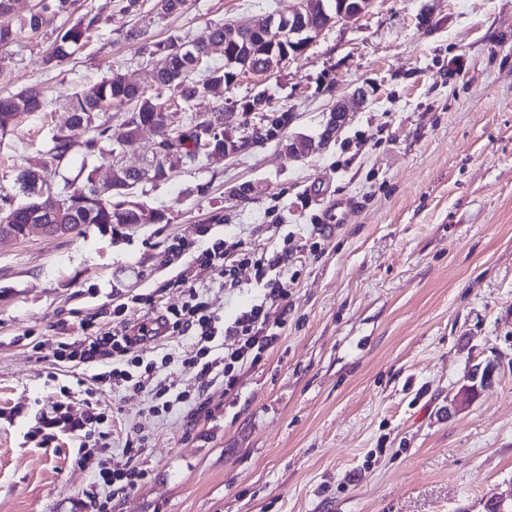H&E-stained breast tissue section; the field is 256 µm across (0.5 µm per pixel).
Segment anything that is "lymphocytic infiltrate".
Returning a JSON list of instances; mask_svg holds the SVG:
<instances>
[{
    "label": "lymphocytic infiltrate",
    "instance_id": "1",
    "mask_svg": "<svg viewBox=\"0 0 512 512\" xmlns=\"http://www.w3.org/2000/svg\"><path fill=\"white\" fill-rule=\"evenodd\" d=\"M287 259L284 252L269 258L255 257L234 240L215 242L197 254L195 264L198 269L217 276L220 286L233 288L238 284V268L253 266L255 280L264 288L261 303L242 311L232 324L227 325L210 310L198 289L191 287L181 308L169 310L157 320L138 324L130 323L126 318L118 319L108 332L88 337L77 346L60 349L58 358L63 362L108 363V370L96 375L99 382L113 390L130 387L148 391L152 401L161 404L167 413L174 407L187 406L186 423L195 425L198 417L208 411V400L198 391L174 390L160 376L161 369L170 365V357H163L158 362L144 360L138 353L139 346L162 332L191 337V349L183 360L184 365L196 369L202 380L214 373L223 375L226 388L235 389L244 371L255 367L278 341L268 319L274 304L287 299L288 290L273 272L284 266ZM105 425L103 413L97 412L95 407H88L82 417L76 418L63 404L57 403L50 415L41 421L40 445L50 447L60 434L79 437L81 448L92 445L103 452L108 448L109 437ZM142 451L141 440L135 436L125 443V461L102 463L98 480L111 488L113 497L126 494L144 479V470L134 464Z\"/></svg>",
    "mask_w": 512,
    "mask_h": 512
}]
</instances>
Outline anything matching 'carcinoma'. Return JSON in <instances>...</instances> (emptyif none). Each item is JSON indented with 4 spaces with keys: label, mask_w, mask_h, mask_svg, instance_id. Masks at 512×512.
<instances>
[{
    "label": "carcinoma",
    "mask_w": 512,
    "mask_h": 512,
    "mask_svg": "<svg viewBox=\"0 0 512 512\" xmlns=\"http://www.w3.org/2000/svg\"><path fill=\"white\" fill-rule=\"evenodd\" d=\"M73 0H38V8L21 23V27L38 30L49 24L60 14L71 11ZM12 0H0V44L13 40L17 30L10 21ZM98 23V17L82 18L65 30L56 40L49 60L61 63L82 44L86 33ZM209 42L221 47L225 65L212 67L204 77H199L200 53L206 45L193 41L172 40L164 46L165 65L153 76L158 94L150 95L137 86L128 83L121 75L114 74L100 82L84 86L69 103L70 120L85 125L89 136L76 143L62 130L52 136V145L45 152L40 163V172L46 173L58 168L75 150L86 156L104 153V145H115L119 137L131 140L144 136L149 131L167 135L166 150L162 152L155 168L154 180H162L166 175L180 168L193 166L200 157L192 152L191 146L207 141L212 148L224 150V125L238 121L237 109L219 108L206 113H196L178 131L168 135L166 102L161 93L191 108L195 102L210 92L217 93L230 85L234 77L243 71L267 72L280 67L285 52H296L294 45L288 44V33L280 34V39L272 40L264 33L248 35L230 26L216 27L210 34ZM132 106L123 122V132L115 136L109 112L112 108ZM49 102L43 93L31 88L23 93L9 96L0 95V132L6 133L10 121L21 114L44 112ZM142 176L116 168L112 176V190L99 191L93 184L92 176H87L86 184L76 188L70 183L55 192L56 202L46 200L28 206H15L8 198L0 199L8 209L15 210V223L27 224L32 210L41 212L37 221L41 224H72L78 228L84 224H159L165 214L159 209L149 211L127 205L126 192L135 186Z\"/></svg>",
    "instance_id": "1"
}]
</instances>
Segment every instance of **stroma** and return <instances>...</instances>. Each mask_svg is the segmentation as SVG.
Returning a JSON list of instances; mask_svg holds the SVG:
<instances>
[{"label": "stroma", "instance_id": "stroma-1", "mask_svg": "<svg viewBox=\"0 0 512 512\" xmlns=\"http://www.w3.org/2000/svg\"><path fill=\"white\" fill-rule=\"evenodd\" d=\"M125 4L78 0L0 46V94L36 87L50 102L0 135V198L26 203L16 174L39 163L82 86L118 72L152 89L160 44L254 26L294 0H184L170 15L156 0ZM86 13L100 18L88 44L46 64ZM255 82L171 107L169 129L195 110L242 107ZM264 88L286 127L250 113L264 143L139 186L135 201L163 223L0 241V512H96L108 494L98 470L133 434L147 476L113 512H486L512 489V0H374ZM353 97L325 149L289 156V137L318 138L333 104ZM222 239L257 255L289 249L288 297L272 312L275 347L235 390L220 375L206 386L212 416L185 427L183 410L157 415L147 393L98 385L101 364L58 361L60 344L112 326L115 309L139 322L180 307V279L205 286L227 323L259 303L252 268L235 288L199 273L196 250ZM180 240L191 248L171 259ZM190 343L160 335L140 352L170 356L163 377L191 390ZM490 360L492 385L449 412L470 367ZM78 378L108 417L107 454L80 459L75 438L45 450L34 437L55 402L82 413Z\"/></svg>", "mask_w": 512, "mask_h": 512}]
</instances>
